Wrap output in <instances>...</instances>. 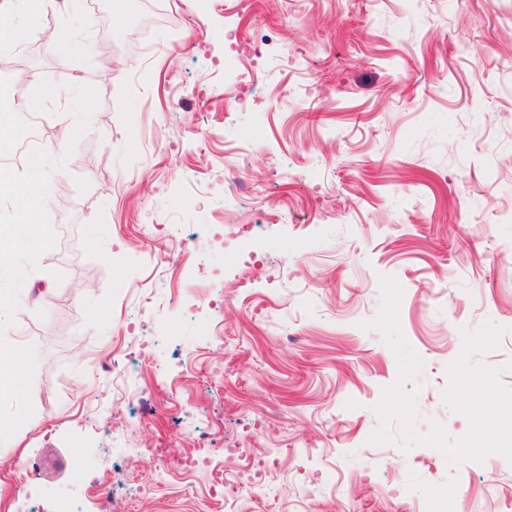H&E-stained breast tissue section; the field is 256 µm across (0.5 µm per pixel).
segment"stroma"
<instances>
[{"mask_svg":"<svg viewBox=\"0 0 512 512\" xmlns=\"http://www.w3.org/2000/svg\"><path fill=\"white\" fill-rule=\"evenodd\" d=\"M25 30L81 44L29 66L24 93L60 86L46 144L74 77L100 105L5 333L38 365L0 512L28 476L38 512H431L458 489V512H512L501 456L369 444L398 367L358 326L394 276L418 432L468 429L443 403L461 328L506 326L482 360L512 388V0H63ZM228 448L262 469L234 501L211 487Z\"/></svg>","mask_w":512,"mask_h":512,"instance_id":"obj_1","label":"stroma"}]
</instances>
